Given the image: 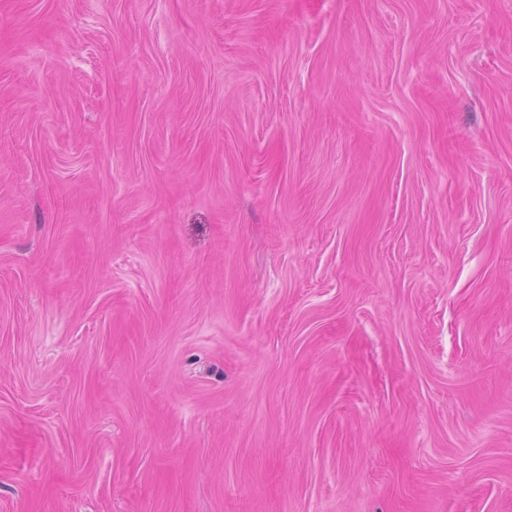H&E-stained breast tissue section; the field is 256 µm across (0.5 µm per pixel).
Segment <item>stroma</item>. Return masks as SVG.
<instances>
[{"label":"stroma","mask_w":512,"mask_h":512,"mask_svg":"<svg viewBox=\"0 0 512 512\" xmlns=\"http://www.w3.org/2000/svg\"><path fill=\"white\" fill-rule=\"evenodd\" d=\"M0 512H512V0H0Z\"/></svg>","instance_id":"obj_1"}]
</instances>
